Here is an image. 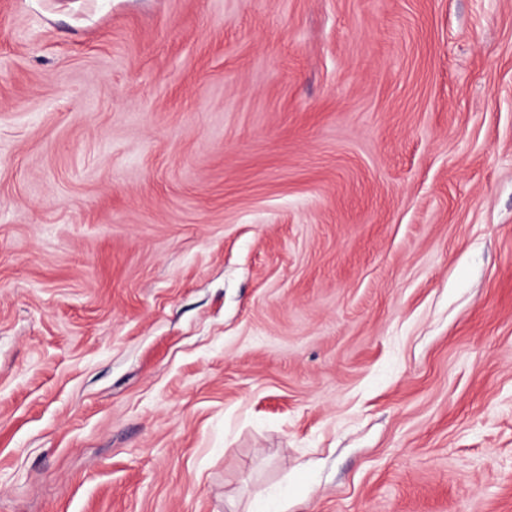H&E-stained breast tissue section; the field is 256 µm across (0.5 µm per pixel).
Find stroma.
<instances>
[{
    "label": "stroma",
    "instance_id": "1",
    "mask_svg": "<svg viewBox=\"0 0 512 512\" xmlns=\"http://www.w3.org/2000/svg\"><path fill=\"white\" fill-rule=\"evenodd\" d=\"M512 512V0H0V512ZM248 512H288V487L257 497Z\"/></svg>",
    "mask_w": 512,
    "mask_h": 512
}]
</instances>
